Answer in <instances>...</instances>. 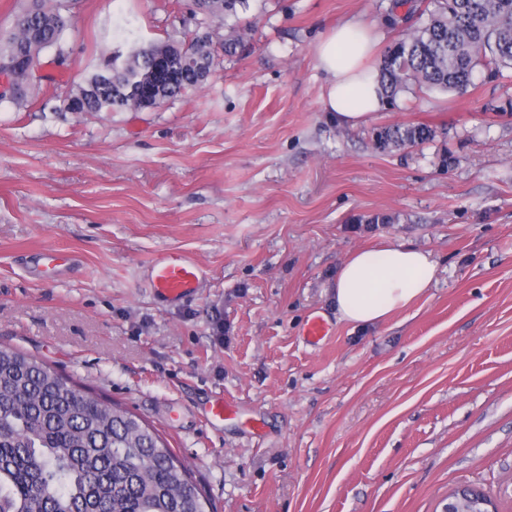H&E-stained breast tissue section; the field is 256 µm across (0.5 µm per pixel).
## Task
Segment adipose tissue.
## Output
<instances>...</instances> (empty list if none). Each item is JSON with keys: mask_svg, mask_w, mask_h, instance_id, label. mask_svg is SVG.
<instances>
[{"mask_svg": "<svg viewBox=\"0 0 512 512\" xmlns=\"http://www.w3.org/2000/svg\"><path fill=\"white\" fill-rule=\"evenodd\" d=\"M378 40L375 26L354 18L337 25L316 44L317 68L324 77L321 104L341 123L357 125L386 107L374 59ZM350 97L360 99V108L346 107ZM434 274L429 253L411 246L356 250L340 267L336 310L353 325L381 322L422 297Z\"/></svg>", "mask_w": 512, "mask_h": 512, "instance_id": "1", "label": "adipose tissue"}]
</instances>
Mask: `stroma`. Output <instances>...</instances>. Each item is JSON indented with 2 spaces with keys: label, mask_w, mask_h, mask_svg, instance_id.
<instances>
[{
  "label": "stroma",
  "mask_w": 512,
  "mask_h": 512,
  "mask_svg": "<svg viewBox=\"0 0 512 512\" xmlns=\"http://www.w3.org/2000/svg\"><path fill=\"white\" fill-rule=\"evenodd\" d=\"M392 0H249L235 56L141 112H62L111 54L183 37L192 0H71L54 94L0 101V343L136 414L211 512H443L476 487L512 512V77L411 89L364 124L321 106L317 41L351 18L389 45ZM431 127L383 151L390 125ZM407 245L427 293L356 327L344 260ZM182 252L198 291L166 301ZM328 327L305 338L312 317ZM237 407L211 422L216 399ZM201 274V266L192 257L179 252L161 254L152 263L153 287L161 297L169 300L193 292Z\"/></svg>",
  "instance_id": "1"
}]
</instances>
